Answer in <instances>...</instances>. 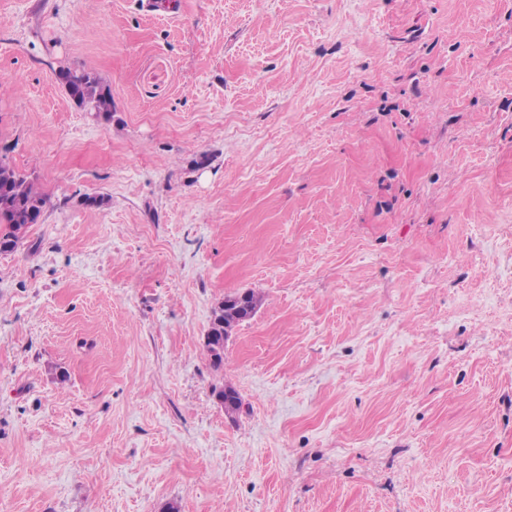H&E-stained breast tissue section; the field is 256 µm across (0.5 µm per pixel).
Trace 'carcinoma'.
<instances>
[{"instance_id": "cac0c4a2", "label": "carcinoma", "mask_w": 512, "mask_h": 512, "mask_svg": "<svg viewBox=\"0 0 512 512\" xmlns=\"http://www.w3.org/2000/svg\"><path fill=\"white\" fill-rule=\"evenodd\" d=\"M60 80L68 96L76 103L105 119L112 118V95L100 77L89 72L65 70ZM0 189L3 190L0 194V253H9L18 247L22 239L20 229L30 227L22 217L30 213L36 218L41 217L47 198L26 177L2 161ZM239 305L238 311L232 306L222 315L213 312L207 332L213 342L224 340V327L232 328L250 319L249 309L260 305V298L255 292L248 291Z\"/></svg>"}]
</instances>
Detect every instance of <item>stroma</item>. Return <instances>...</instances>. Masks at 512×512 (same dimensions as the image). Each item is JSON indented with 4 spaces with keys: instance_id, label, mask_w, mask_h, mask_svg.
Segmentation results:
<instances>
[{
    "instance_id": "obj_1",
    "label": "stroma",
    "mask_w": 512,
    "mask_h": 512,
    "mask_svg": "<svg viewBox=\"0 0 512 512\" xmlns=\"http://www.w3.org/2000/svg\"><path fill=\"white\" fill-rule=\"evenodd\" d=\"M0 159V512H512V0H0ZM60 76L68 96L84 106L97 116L105 119L112 118V95L107 86L103 85L102 79L89 72H77L62 70ZM0 253L13 252L20 243L27 229L36 224L34 219L41 218L47 204V198L37 190L26 177L17 173L6 162L0 160ZM3 176V177H2ZM34 214L33 223L20 220ZM24 227L22 235H19ZM245 293V298L242 301L240 300L239 302V305H241L240 315L237 314L235 310V305L226 309L225 315L224 309L222 315L218 313L220 305L214 310L206 336V344L208 343V341H210V338L208 336H211L213 340L212 342L217 343L219 341H224L225 345L227 340L229 341V339L231 338L233 330H228V333H226L224 336V321L228 328H232L240 324L241 322L250 319L255 314L256 311L254 312V314L251 315L249 309L251 308L252 304L258 307L260 305V298L258 297L257 294H255L254 291H246Z\"/></svg>"
}]
</instances>
